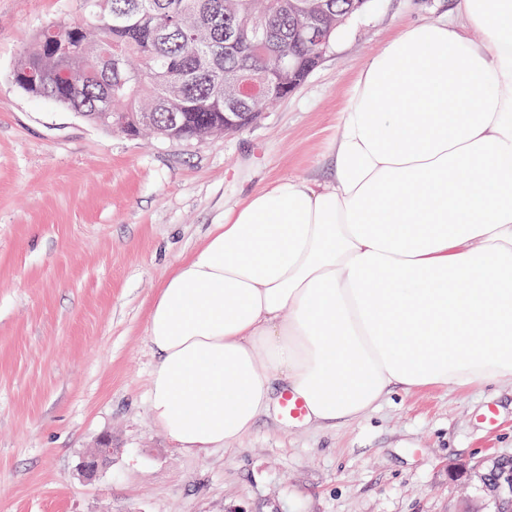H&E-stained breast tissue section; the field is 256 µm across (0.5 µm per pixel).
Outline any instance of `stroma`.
<instances>
[{
	"label": "stroma",
	"mask_w": 512,
	"mask_h": 512,
	"mask_svg": "<svg viewBox=\"0 0 512 512\" xmlns=\"http://www.w3.org/2000/svg\"><path fill=\"white\" fill-rule=\"evenodd\" d=\"M455 0H371L326 59L244 130L132 138L18 88L20 53L79 0H0V512H486L448 472L512 458V383L393 390L336 427L278 412L188 454L154 423L146 337L164 279L224 213L288 175L319 181L346 94L403 25ZM497 421L483 420L487 406ZM111 458L78 464L100 439ZM111 455L112 444L108 439H104L93 453L79 464V469L86 475H93Z\"/></svg>",
	"instance_id": "1"
}]
</instances>
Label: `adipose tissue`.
Returning <instances> with one entry per match:
<instances>
[{
    "label": "adipose tissue",
    "instance_id": "ef3b65f1",
    "mask_svg": "<svg viewBox=\"0 0 512 512\" xmlns=\"http://www.w3.org/2000/svg\"><path fill=\"white\" fill-rule=\"evenodd\" d=\"M457 14L367 62L328 180L258 188L163 281L150 411L182 451L241 439L279 388L336 426L397 387L512 381V0Z\"/></svg>",
    "mask_w": 512,
    "mask_h": 512
}]
</instances>
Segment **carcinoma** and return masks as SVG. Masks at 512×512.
Wrapping results in <instances>:
<instances>
[{
  "instance_id": "carcinoma-1",
  "label": "carcinoma",
  "mask_w": 512,
  "mask_h": 512,
  "mask_svg": "<svg viewBox=\"0 0 512 512\" xmlns=\"http://www.w3.org/2000/svg\"><path fill=\"white\" fill-rule=\"evenodd\" d=\"M78 21L44 26L20 55L14 76L43 77L18 87L105 129L168 141L224 132V113L241 128L288 95L336 43V13L367 0H80ZM308 16L327 43H301ZM68 69L62 82L52 79ZM259 79L268 93L231 100L237 84Z\"/></svg>"
}]
</instances>
